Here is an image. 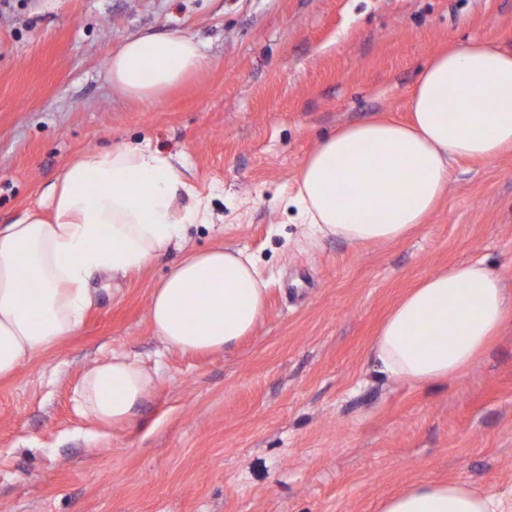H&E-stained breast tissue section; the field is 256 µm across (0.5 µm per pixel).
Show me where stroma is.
<instances>
[{
    "instance_id": "obj_1",
    "label": "stroma",
    "mask_w": 512,
    "mask_h": 512,
    "mask_svg": "<svg viewBox=\"0 0 512 512\" xmlns=\"http://www.w3.org/2000/svg\"><path fill=\"white\" fill-rule=\"evenodd\" d=\"M180 33L206 63L144 102L106 77L128 38ZM496 35L512 0H0V224L82 152L150 138L187 165L184 246L252 254L269 281L228 351L164 350L149 315L179 254L91 279L83 326L0 379V512H376L419 480L512 491V330L422 389L375 369L389 310L422 278L484 259L512 288V154L455 166L427 223L390 244L309 243L287 199L320 140L407 119L429 56ZM115 353L158 367L132 420L103 428L74 389Z\"/></svg>"
}]
</instances>
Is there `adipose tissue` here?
Here are the masks:
<instances>
[{"mask_svg":"<svg viewBox=\"0 0 512 512\" xmlns=\"http://www.w3.org/2000/svg\"><path fill=\"white\" fill-rule=\"evenodd\" d=\"M205 62L199 42L145 34L111 52L107 74L132 98L154 101ZM410 122L373 119L322 139L289 197L310 240L354 245L402 240L448 191L454 163L512 153V50L483 36L432 54L411 92ZM183 160L149 141L87 152L42 193V209L0 225V379L73 335L93 303L96 272L128 274L207 221L206 203L177 205ZM267 282L243 250L186 254L154 287L150 318L167 349L229 350L265 311ZM512 314V291L475 260L426 276L392 308L371 352L387 378L427 387L459 376ZM156 372L115 354L86 369L76 410L101 426L131 421ZM379 512H512V499L420 480Z\"/></svg>","mask_w":512,"mask_h":512,"instance_id":"adipose-tissue-1","label":"adipose tissue"}]
</instances>
